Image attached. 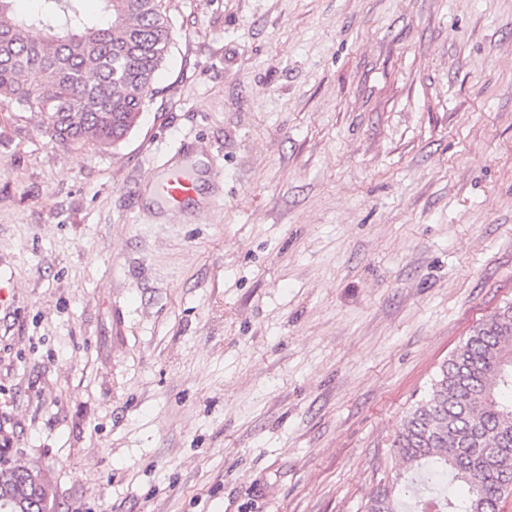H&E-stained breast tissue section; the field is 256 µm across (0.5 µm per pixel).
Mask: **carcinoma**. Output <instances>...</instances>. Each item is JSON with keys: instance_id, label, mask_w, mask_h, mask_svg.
<instances>
[{"instance_id": "1", "label": "carcinoma", "mask_w": 512, "mask_h": 512, "mask_svg": "<svg viewBox=\"0 0 512 512\" xmlns=\"http://www.w3.org/2000/svg\"><path fill=\"white\" fill-rule=\"evenodd\" d=\"M41 0L21 14L0 0V102L40 113L61 146L114 147L137 126L170 57L166 0ZM46 34L33 39L29 32ZM36 74L32 85L27 76ZM410 476L379 486L365 512H500L512 484V305L476 325L406 414L391 441ZM29 467L0 448V493Z\"/></svg>"}]
</instances>
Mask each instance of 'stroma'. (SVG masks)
I'll return each mask as SVG.
<instances>
[{
	"mask_svg": "<svg viewBox=\"0 0 512 512\" xmlns=\"http://www.w3.org/2000/svg\"><path fill=\"white\" fill-rule=\"evenodd\" d=\"M168 8L117 147L0 103V435L54 512H363L512 303V0ZM198 178L195 170L174 165L166 170L163 178L157 183V193L169 212L178 213L194 200Z\"/></svg>",
	"mask_w": 512,
	"mask_h": 512,
	"instance_id": "35a3bbf8",
	"label": "stroma"
}]
</instances>
